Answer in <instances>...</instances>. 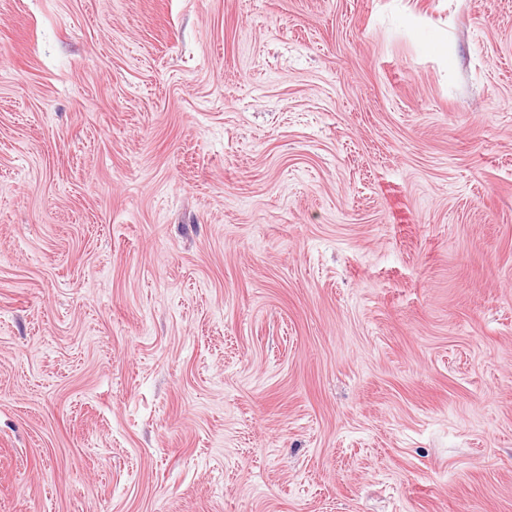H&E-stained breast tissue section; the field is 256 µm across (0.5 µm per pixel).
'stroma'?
Instances as JSON below:
<instances>
[{
	"mask_svg": "<svg viewBox=\"0 0 512 512\" xmlns=\"http://www.w3.org/2000/svg\"><path fill=\"white\" fill-rule=\"evenodd\" d=\"M0 512H512V0H0Z\"/></svg>",
	"mask_w": 512,
	"mask_h": 512,
	"instance_id": "obj_1",
	"label": "stroma"
}]
</instances>
